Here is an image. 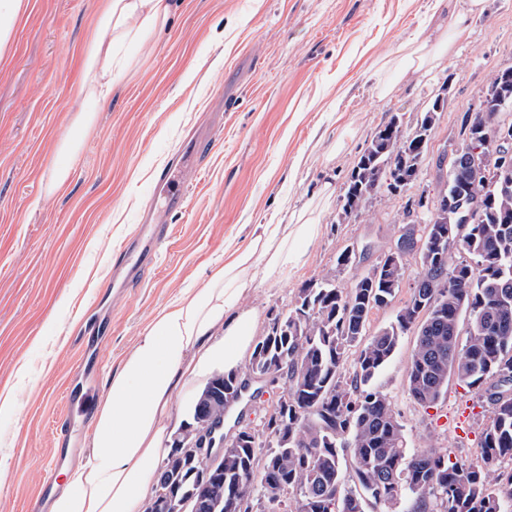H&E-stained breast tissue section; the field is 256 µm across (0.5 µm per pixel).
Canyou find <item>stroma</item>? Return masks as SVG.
Returning a JSON list of instances; mask_svg holds the SVG:
<instances>
[{
	"label": "stroma",
	"mask_w": 512,
	"mask_h": 512,
	"mask_svg": "<svg viewBox=\"0 0 512 512\" xmlns=\"http://www.w3.org/2000/svg\"><path fill=\"white\" fill-rule=\"evenodd\" d=\"M100 0H29L0 57V512H29L51 467L84 453L89 420L61 433L73 387L106 391L107 378L153 312L199 285L228 245L259 224L289 223L329 183L332 196L303 265L278 284L255 280L244 300L262 320L287 312L300 288L335 273L349 287L433 206L445 178L438 158L463 146L491 74L512 67V0H486L450 62L408 76L379 99L372 72L397 55L432 0H182L171 25L133 51L120 92L70 161L67 184L48 185L81 87V56ZM439 112L416 180L373 195L345 217L342 199L360 153L392 115L412 132L435 97ZM220 124L181 209L163 213L170 237L144 278L112 280L119 246L138 231L156 177L188 140ZM347 248L358 262L336 263ZM407 332L375 381L412 449L479 462L490 417L474 389L449 379L432 407L409 394Z\"/></svg>",
	"instance_id": "stroma-1"
}]
</instances>
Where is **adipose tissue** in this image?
<instances>
[{"label":"adipose tissue","mask_w":512,"mask_h":512,"mask_svg":"<svg viewBox=\"0 0 512 512\" xmlns=\"http://www.w3.org/2000/svg\"><path fill=\"white\" fill-rule=\"evenodd\" d=\"M484 7L485 0H466L459 11L450 0H435L430 17L402 45L399 57L378 67L380 95H389L406 75L437 58L430 35L437 17L447 16L444 42L452 47L467 36ZM176 11V0H104L96 15L97 34L83 54L79 103L55 149L53 189L67 182V160L79 152L96 125L99 104L130 66V49L163 32ZM319 225V215L307 211L292 224L262 225L249 245L226 250L210 264L201 287L184 289L151 317L110 376L90 422L86 453L65 470V485L50 512H145L160 463L171 451L174 399L213 369L240 368L260 321L257 311L243 308L244 297L255 279H288Z\"/></svg>","instance_id":"ef3b65f1"}]
</instances>
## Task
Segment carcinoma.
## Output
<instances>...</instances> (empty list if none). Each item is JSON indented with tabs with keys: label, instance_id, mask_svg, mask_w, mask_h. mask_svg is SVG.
Instances as JSON below:
<instances>
[{
	"label": "carcinoma",
	"instance_id": "1",
	"mask_svg": "<svg viewBox=\"0 0 512 512\" xmlns=\"http://www.w3.org/2000/svg\"><path fill=\"white\" fill-rule=\"evenodd\" d=\"M463 150L480 138L491 142L494 124L462 123ZM426 149L403 152L397 141L376 132L354 166L342 213H358L365 200L379 191L373 180L376 166L385 164L393 179L414 181ZM471 192L481 200L464 235L457 225L444 226L426 217L420 231L433 236L441 227L448 241L419 256L427 279L464 280L463 293L448 288L436 294L417 288L395 320L367 333L373 310L388 306L401 288L403 259L380 261L383 277L359 278L348 288L336 285V274L299 289L294 305L272 322L256 345L270 355L292 356L288 372V426L294 429L288 447L269 434L246 440L224 457V512H237L244 483L256 492L277 498L280 491L298 496L297 512H366L370 503L379 512H395L406 501V512H505L512 503V333L494 330L492 322H512V207H502L501 185L493 179L471 183L464 173H448L436 187V204L443 210L454 195ZM464 252L469 259L455 262ZM469 321L468 337L460 342L459 322ZM415 330L407 379L409 392L421 404L432 405L447 391L448 378L475 388L492 410L491 424L482 434L483 464L451 460L435 449H410L403 425L389 397L374 385L393 357L400 338ZM355 355L354 372L343 365ZM171 453L158 475L166 490V512L182 509L194 488L203 462L175 459ZM350 459L352 486L344 485L342 460Z\"/></svg>",
	"mask_w": 512,
	"mask_h": 512
}]
</instances>
